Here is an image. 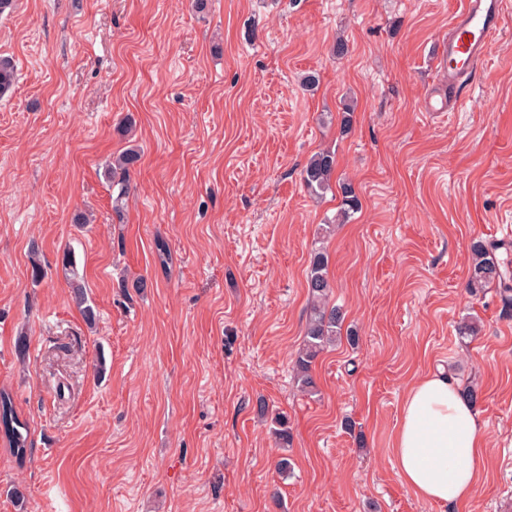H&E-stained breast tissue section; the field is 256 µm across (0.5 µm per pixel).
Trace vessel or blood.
<instances>
[{"label":"vessel or blood","instance_id":"vessel-or-blood-1","mask_svg":"<svg viewBox=\"0 0 512 512\" xmlns=\"http://www.w3.org/2000/svg\"><path fill=\"white\" fill-rule=\"evenodd\" d=\"M504 0H466L455 17L448 37L440 41L436 68L447 78L448 95L440 100L426 99L428 112H445L459 104L464 79L476 76L503 18Z\"/></svg>","mask_w":512,"mask_h":512}]
</instances>
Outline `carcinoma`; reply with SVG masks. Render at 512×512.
I'll list each match as a JSON object with an SVG mask.
<instances>
[{"label": "carcinoma", "mask_w": 512, "mask_h": 512, "mask_svg": "<svg viewBox=\"0 0 512 512\" xmlns=\"http://www.w3.org/2000/svg\"><path fill=\"white\" fill-rule=\"evenodd\" d=\"M16 80V70L12 59L0 56V95L8 92ZM140 160V153L130 148L113 158L106 166L112 186L118 193L112 198V207L121 213L128 192L130 171ZM336 170V155L329 150L314 154L302 169V179L315 196H320L331 189V182ZM342 204L338 220L344 221L358 211L360 200L350 183L341 186ZM498 245L475 239L470 244L473 262L469 271L467 287L474 293L483 288L497 286L503 294L512 292V273L495 255ZM306 285L311 298L309 317L306 325L305 340L302 350L295 361L298 381L305 392L315 390L312 364L324 349L336 341L340 333L344 315L336 306H329L331 283L328 276V256L324 251L315 252L310 259ZM72 299L82 311L85 321L92 325L96 315L87 297L85 288L78 279L71 281ZM20 421L10 398L0 395V431L12 441L11 453L15 461L22 463L28 455L27 437L23 435Z\"/></svg>", "instance_id": "obj_1"}]
</instances>
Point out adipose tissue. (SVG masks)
Segmentation results:
<instances>
[{
	"instance_id": "adipose-tissue-1",
	"label": "adipose tissue",
	"mask_w": 512,
	"mask_h": 512,
	"mask_svg": "<svg viewBox=\"0 0 512 512\" xmlns=\"http://www.w3.org/2000/svg\"><path fill=\"white\" fill-rule=\"evenodd\" d=\"M481 414L445 369L406 391L393 437L397 473L419 499L449 512L470 501L486 470Z\"/></svg>"
}]
</instances>
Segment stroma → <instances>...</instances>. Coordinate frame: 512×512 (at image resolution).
I'll return each instance as SVG.
<instances>
[{"mask_svg": "<svg viewBox=\"0 0 512 512\" xmlns=\"http://www.w3.org/2000/svg\"><path fill=\"white\" fill-rule=\"evenodd\" d=\"M462 5L16 0L0 16L17 67L0 96V391L31 448L17 466L0 433V512H442L391 452L407 388L439 364L486 425L459 512H512V301L466 288L472 240L512 225V0L462 105L424 111ZM130 147L118 214L104 170ZM322 150L337 166L318 199L301 170ZM343 182L361 206L339 224ZM319 248L357 340L318 356L306 394L293 361Z\"/></svg>", "mask_w": 512, "mask_h": 512, "instance_id": "stroma-1", "label": "stroma"}]
</instances>
